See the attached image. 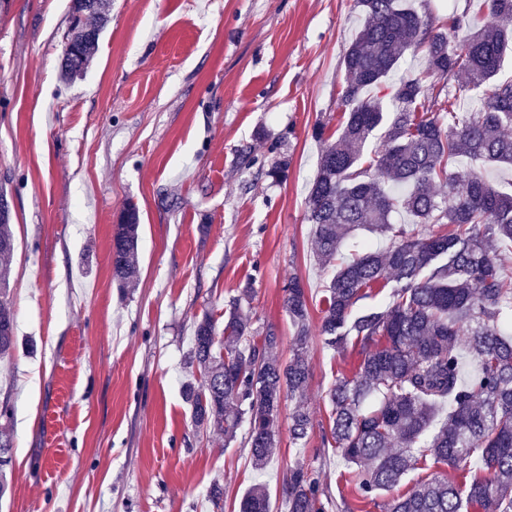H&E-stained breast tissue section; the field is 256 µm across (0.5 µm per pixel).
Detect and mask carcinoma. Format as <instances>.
Listing matches in <instances>:
<instances>
[{
  "label": "carcinoma",
  "instance_id": "cac0c4a2",
  "mask_svg": "<svg viewBox=\"0 0 512 512\" xmlns=\"http://www.w3.org/2000/svg\"><path fill=\"white\" fill-rule=\"evenodd\" d=\"M111 0H73L61 75L89 67ZM365 24L343 64L345 120L324 145L305 199L316 256L334 269L320 325L323 346L343 353L356 340L363 358L352 375L328 390L329 430L322 446L340 457L349 482L374 500L433 459L473 474L455 482L435 476L414 483L384 512H512V277L501 255L512 244V191L474 170L452 172L458 158L512 165V79L499 80L512 53V0H484L490 24L455 43L449 30L430 29L408 0H356ZM425 62L419 75L389 82L407 53ZM470 90L486 86L480 112L458 114L448 103L423 108L432 84L459 73ZM380 145L367 155L375 137ZM448 224L446 234L430 230ZM140 215L131 203L112 232V279L121 288L138 276ZM11 220H0V359L19 340L10 300ZM391 286L385 309L359 310L366 290ZM242 296L224 323L207 311L192 322L182 395L199 434L229 445L246 429L254 470L264 471L277 448L285 396H303L310 376L309 295L294 278L283 307L294 327L293 354L278 355L268 329L255 340ZM294 445L313 431L306 408L291 416ZM11 409L0 403V497L9 488L14 455ZM288 512H329L335 501L322 472L300 461L283 483ZM235 512H271L264 484L234 501Z\"/></svg>",
  "mask_w": 512,
  "mask_h": 512
}]
</instances>
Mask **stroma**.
<instances>
[{
	"instance_id": "35a3bbf8",
	"label": "stroma",
	"mask_w": 512,
	"mask_h": 512,
	"mask_svg": "<svg viewBox=\"0 0 512 512\" xmlns=\"http://www.w3.org/2000/svg\"><path fill=\"white\" fill-rule=\"evenodd\" d=\"M483 0H415L433 27ZM70 0H9L0 12V186L12 203L10 298L34 353L0 362L12 408L11 490L0 512H218L207 490L264 482L273 512L297 459L319 468L337 512H381L323 454L326 395L357 367L319 335L329 272L313 257L305 198L343 119V57L364 19L355 0H112L86 73H59ZM323 126L316 139L315 126ZM287 162L283 178L267 171ZM140 211L136 287L112 281V228ZM310 290L314 429L290 439L284 398L264 474L242 443L194 435L181 383L190 324L223 319L245 286L255 331L282 359L291 278Z\"/></svg>"
}]
</instances>
